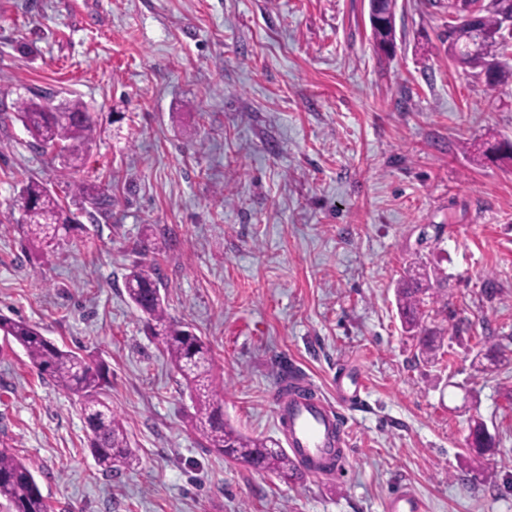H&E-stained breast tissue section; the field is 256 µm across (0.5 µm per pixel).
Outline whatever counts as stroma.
I'll list each match as a JSON object with an SVG mask.
<instances>
[{
  "instance_id": "35a3bbf8",
  "label": "stroma",
  "mask_w": 512,
  "mask_h": 512,
  "mask_svg": "<svg viewBox=\"0 0 512 512\" xmlns=\"http://www.w3.org/2000/svg\"><path fill=\"white\" fill-rule=\"evenodd\" d=\"M447 30L448 0H396L385 56L368 0H0V315L101 366L140 458L103 473L75 397L0 336V446L52 512H385L400 490L425 512H512V163L470 150L512 139V83L464 74ZM34 95L84 103L79 178L107 212L66 195L17 117ZM31 178L81 215L52 251L22 235ZM137 261L209 343L242 434L279 439L282 368L330 399L361 375L340 476L287 481L206 446L127 296ZM418 268L433 361L396 304ZM476 418L496 440L477 465Z\"/></svg>"
}]
</instances>
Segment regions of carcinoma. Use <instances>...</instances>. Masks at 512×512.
I'll list each match as a JSON object with an SVG mask.
<instances>
[{
    "label": "carcinoma",
    "instance_id": "carcinoma-1",
    "mask_svg": "<svg viewBox=\"0 0 512 512\" xmlns=\"http://www.w3.org/2000/svg\"><path fill=\"white\" fill-rule=\"evenodd\" d=\"M475 8L480 15L481 51L473 57L466 47L474 38L473 29L459 21L460 15ZM448 53L457 66L470 70L492 90L512 83V35L503 28L504 16L512 12V0H448ZM17 114L42 148L57 147L65 170L74 173L83 164L84 150L94 139L96 127L83 103L66 99L54 105L33 99L16 102ZM74 194L100 207L108 200L97 187L73 184ZM17 205L26 225L27 240L41 248L58 243L73 229L67 209L55 192L40 181L25 182L18 193ZM159 270L143 263L135 264L126 277L131 303L146 316L153 338L189 389L194 404L193 428L208 447L255 470L280 478L297 476V466L276 441L244 436L224 424L215 405L218 384L213 374L210 347L189 327L170 320L161 294ZM426 289L420 281L398 289V301L406 332L422 327ZM0 333L26 352L38 373L62 390L78 397L89 431V448L97 465L105 473L137 466L140 460L130 448L126 430L112 408L101 398L104 375L99 366L72 350H64L48 340L34 325L0 316ZM444 341L442 332H424L421 353L436 357ZM484 423L474 421L467 444L471 454L482 458L495 451L496 442L485 437ZM0 498L15 512H50V506L29 467L8 449L0 448Z\"/></svg>",
    "mask_w": 512,
    "mask_h": 512
}]
</instances>
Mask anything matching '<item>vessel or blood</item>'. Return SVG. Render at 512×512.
Segmentation results:
<instances>
[{
    "mask_svg": "<svg viewBox=\"0 0 512 512\" xmlns=\"http://www.w3.org/2000/svg\"><path fill=\"white\" fill-rule=\"evenodd\" d=\"M361 378L337 379L336 400L289 382L275 402L278 428L284 431L288 449L305 474L321 477L345 468L350 456L347 422L343 411L358 402Z\"/></svg>",
    "mask_w": 512,
    "mask_h": 512,
    "instance_id": "b4317fda",
    "label": "vessel or blood"
}]
</instances>
